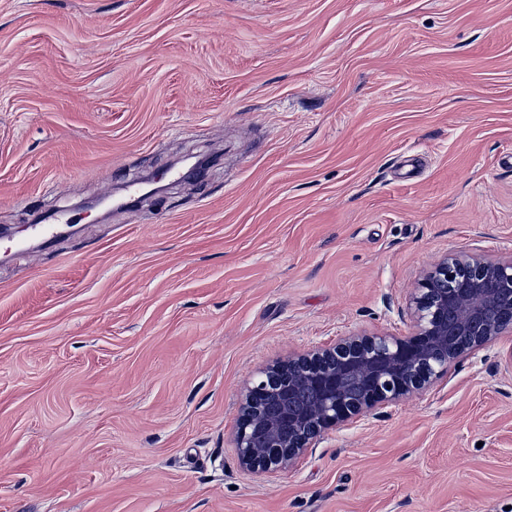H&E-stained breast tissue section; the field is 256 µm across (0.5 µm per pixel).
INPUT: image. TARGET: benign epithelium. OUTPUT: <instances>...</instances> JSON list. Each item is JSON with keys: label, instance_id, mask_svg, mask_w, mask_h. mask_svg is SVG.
<instances>
[{"label": "benign epithelium", "instance_id": "1", "mask_svg": "<svg viewBox=\"0 0 512 512\" xmlns=\"http://www.w3.org/2000/svg\"><path fill=\"white\" fill-rule=\"evenodd\" d=\"M413 329L340 336L261 372L239 408L241 467L277 474L323 434L350 426L448 375L512 333V254L452 252L419 280Z\"/></svg>", "mask_w": 512, "mask_h": 512}]
</instances>
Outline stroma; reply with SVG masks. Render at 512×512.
Wrapping results in <instances>:
<instances>
[{"label":"stroma","mask_w":512,"mask_h":512,"mask_svg":"<svg viewBox=\"0 0 512 512\" xmlns=\"http://www.w3.org/2000/svg\"><path fill=\"white\" fill-rule=\"evenodd\" d=\"M0 226V512L512 507V334L277 475L234 441L268 364L512 253V0H0Z\"/></svg>","instance_id":"35a3bbf8"}]
</instances>
